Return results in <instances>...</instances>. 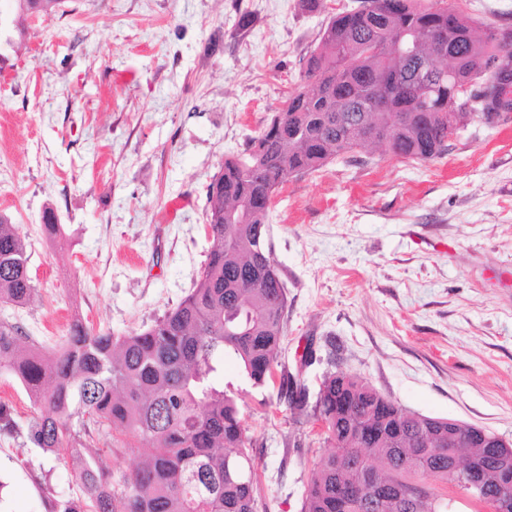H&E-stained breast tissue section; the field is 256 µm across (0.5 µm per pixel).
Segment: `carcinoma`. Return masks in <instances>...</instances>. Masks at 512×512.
<instances>
[{"label":"carcinoma","mask_w":512,"mask_h":512,"mask_svg":"<svg viewBox=\"0 0 512 512\" xmlns=\"http://www.w3.org/2000/svg\"><path fill=\"white\" fill-rule=\"evenodd\" d=\"M479 33L444 0H360L329 18L297 88L259 134L224 160L207 187L210 249L195 288L148 328L127 336L76 316L49 356L27 348L23 329L0 319V370L24 386L34 408L27 434L44 451L73 450L83 498L60 512H257L261 487L239 392L224 385V356L255 387L275 372L286 289L266 246L270 205L290 176L336 157L384 146L427 161L480 112H512V44ZM415 44L431 72L399 45ZM43 232L61 234L53 210ZM25 240L0 214V300L23 306L35 293ZM289 405L324 422L329 452L314 470L302 512H446L443 490L478 503H512V453L473 438L448 443L446 419L407 410L368 381L329 372L316 401L293 380ZM121 428L145 442L144 461L112 478L83 437Z\"/></svg>","instance_id":"cac0c4a2"}]
</instances>
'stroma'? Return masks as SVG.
<instances>
[{"label": "stroma", "mask_w": 512, "mask_h": 512, "mask_svg": "<svg viewBox=\"0 0 512 512\" xmlns=\"http://www.w3.org/2000/svg\"><path fill=\"white\" fill-rule=\"evenodd\" d=\"M357 2L311 14L299 0H60L26 21L0 66V212L27 243L36 293L0 301V319L51 352L73 316L124 336L176 307L207 260L211 178L294 90L328 18ZM448 3L512 26V0ZM267 244L287 293L282 361L308 401L343 372L410 411L512 438V120L471 121L430 161L378 147L288 177ZM224 381L244 398L258 512H301L326 454L313 421L230 356ZM0 402L17 423L0 432V512L81 498L70 448L28 442L33 408L5 371Z\"/></svg>", "instance_id": "stroma-1"}]
</instances>
